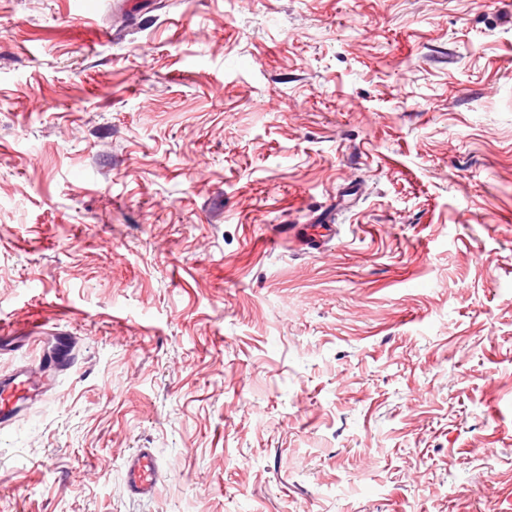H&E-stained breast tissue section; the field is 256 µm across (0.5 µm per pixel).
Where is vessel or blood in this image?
I'll return each instance as SVG.
<instances>
[{"label": "vessel or blood", "instance_id": "obj_1", "mask_svg": "<svg viewBox=\"0 0 512 512\" xmlns=\"http://www.w3.org/2000/svg\"><path fill=\"white\" fill-rule=\"evenodd\" d=\"M77 360L74 348L64 336H56L52 349L39 360L0 374V428H6L25 415L38 400L52 390L53 371L70 369ZM122 478L131 496L155 495L162 480V469L155 453L148 448L130 454L122 466Z\"/></svg>", "mask_w": 512, "mask_h": 512}]
</instances>
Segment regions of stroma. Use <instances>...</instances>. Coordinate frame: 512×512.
<instances>
[{
    "instance_id": "stroma-1",
    "label": "stroma",
    "mask_w": 512,
    "mask_h": 512,
    "mask_svg": "<svg viewBox=\"0 0 512 512\" xmlns=\"http://www.w3.org/2000/svg\"><path fill=\"white\" fill-rule=\"evenodd\" d=\"M35 319L0 512H512V0H0ZM28 336H14L4 327L0 328V353L17 339L34 338L38 343L45 337L53 335L55 344L51 350H42L38 361L15 369L9 374H0V428H6L25 415L38 400L44 399L53 389L51 372L70 369L77 360L74 346L61 332L51 333L44 329V324L34 320L21 329ZM8 341V342H6ZM122 478L131 496H153L162 480L159 459L150 448H139L130 454L122 466Z\"/></svg>"
}]
</instances>
